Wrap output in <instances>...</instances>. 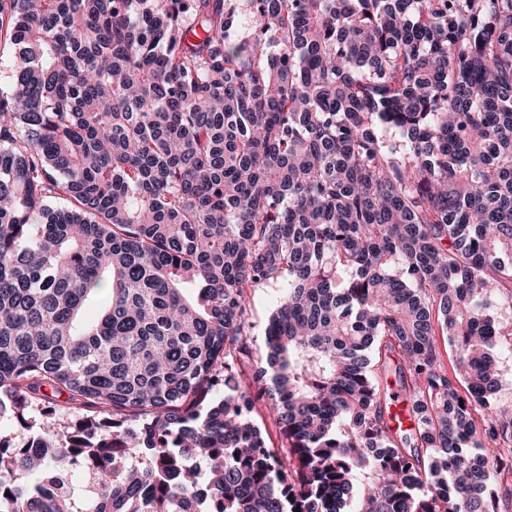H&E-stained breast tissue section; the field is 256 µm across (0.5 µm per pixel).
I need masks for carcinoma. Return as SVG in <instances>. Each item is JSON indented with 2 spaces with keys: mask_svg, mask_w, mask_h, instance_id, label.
<instances>
[{
  "mask_svg": "<svg viewBox=\"0 0 512 512\" xmlns=\"http://www.w3.org/2000/svg\"><path fill=\"white\" fill-rule=\"evenodd\" d=\"M245 2L0 0V512L512 501V0ZM278 288L280 287L277 285L257 288L250 297L253 328L248 337L254 354L256 355L255 360L258 359L259 352L263 349L265 327L271 310L276 303L279 293ZM498 371L500 375L501 389L499 398L506 403H512V353L499 350Z\"/></svg>",
  "mask_w": 512,
  "mask_h": 512,
  "instance_id": "obj_1",
  "label": "carcinoma"
}]
</instances>
